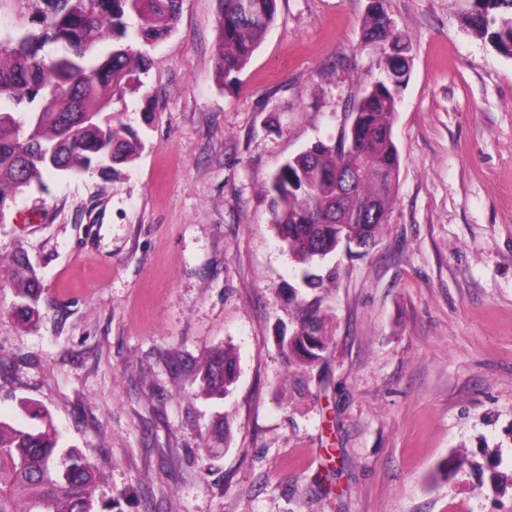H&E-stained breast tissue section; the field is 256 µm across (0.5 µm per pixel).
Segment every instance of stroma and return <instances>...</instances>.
Returning <instances> with one entry per match:
<instances>
[{"label": "stroma", "mask_w": 512, "mask_h": 512, "mask_svg": "<svg viewBox=\"0 0 512 512\" xmlns=\"http://www.w3.org/2000/svg\"><path fill=\"white\" fill-rule=\"evenodd\" d=\"M41 5L0 0V42ZM386 5L411 48L398 181L376 243L331 261L315 365L278 343L314 294L265 187L337 139L379 77L368 0H278L231 86L215 80L219 0H182L143 93L114 108L143 140L134 166L47 176L0 224V416L47 409L123 512H512L511 486L481 484L512 475V58L466 26L470 0ZM20 252L43 286L28 324L6 278ZM227 346L223 403L197 366ZM459 455L474 468L443 478ZM228 426L229 423L224 412L215 415L207 426L206 433L203 436L207 447L205 449L212 452L224 445V438L227 435Z\"/></svg>", "instance_id": "1"}]
</instances>
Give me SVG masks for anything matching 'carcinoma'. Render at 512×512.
<instances>
[{
    "label": "carcinoma",
    "mask_w": 512,
    "mask_h": 512,
    "mask_svg": "<svg viewBox=\"0 0 512 512\" xmlns=\"http://www.w3.org/2000/svg\"><path fill=\"white\" fill-rule=\"evenodd\" d=\"M216 81L229 85L248 65L274 22L277 0H219ZM38 30L0 47V212L17 197L44 186L50 174L91 168L115 175L133 166L142 141L112 118V105L145 86L147 47L174 29L181 0H43ZM135 19V26L129 20ZM467 24L500 54L512 58V0H473ZM364 37L383 47L382 77L353 101L351 121L338 140L319 141L282 163L272 175L270 223L288 252L306 266L304 286L321 290L336 279L324 263L350 241L365 249L388 223L400 167L393 140L399 90L409 65L406 35L385 0L369 8ZM112 40L101 57L98 46ZM51 49H46V46ZM13 314L39 315L41 286L29 260L15 258ZM319 300L298 304L297 326L279 336L288 361L310 366L326 348ZM237 379V359L218 350L202 367L201 389L226 400ZM29 422L0 418V512H123L115 499L96 495L100 467L61 444L51 415L23 401ZM229 423L213 417L203 439L224 445Z\"/></svg>",
    "instance_id": "cac0c4a2"
}]
</instances>
